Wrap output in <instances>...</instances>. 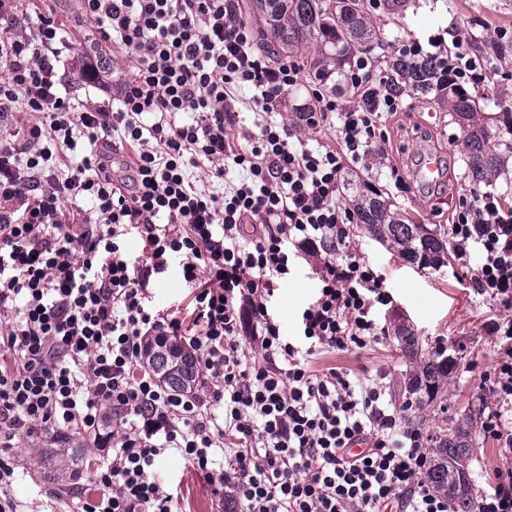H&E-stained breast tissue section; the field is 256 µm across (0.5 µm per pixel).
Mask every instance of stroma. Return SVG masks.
Wrapping results in <instances>:
<instances>
[{"instance_id":"stroma-1","label":"stroma","mask_w":512,"mask_h":512,"mask_svg":"<svg viewBox=\"0 0 512 512\" xmlns=\"http://www.w3.org/2000/svg\"><path fill=\"white\" fill-rule=\"evenodd\" d=\"M19 7L28 23H37L41 14L49 12L60 24L72 46L63 61L71 81H78L79 60L88 51L113 63V84H120L128 73L130 62L118 46L101 41L94 25L76 24L80 0H20ZM376 16L386 35L373 51L380 59L391 58L405 40L424 41L438 32L444 33L449 42H470L473 51L483 57L489 78L482 86L469 88L468 93L480 103L490 133V148L506 152L512 144V131L503 124L502 115L512 112V79L505 78L504 73L512 71V42L500 41L497 32L512 29V0H387ZM404 104L403 112L387 117L383 124L389 136L385 163L348 172L342 197L353 199L369 182L383 190L392 188L390 169L395 166L409 188L389 197V204L414 223L431 229L448 228L459 197L475 190L464 174L463 132L453 122L448 99L440 92L418 90L405 98ZM423 152L443 157L441 183L446 194L435 195L433 186L416 178ZM352 251L384 275L392 301L379 309L378 335L366 347L314 355L311 369L320 373L334 368L366 383L378 373H385L393 403L402 404L401 388L410 364L400 351L394 322L404 321L422 342L424 352L440 347L456 361V370L448 380V409L443 412L436 406L429 408L426 428L435 427L445 413L473 419L471 469L479 475V487L491 489L502 460L496 442L483 436L478 419L484 397L481 378L495 361L494 343L483 326L500 316L499 305L478 294L459 260L437 269H423L357 227L352 230ZM319 272L314 258L298 253L291 276L277 282L268 304L270 314L297 344L302 341L301 313L317 297ZM149 288L152 306L180 318L189 317L191 289L181 276L178 260H171L163 273L152 275ZM14 443L15 482L10 496L16 512H76L81 502L95 497V490L87 484L86 471L102 458V450L82 447L80 436L60 437L49 430L33 435L17 432ZM158 471L174 493L173 512H224L202 475L176 451L160 458Z\"/></svg>"}]
</instances>
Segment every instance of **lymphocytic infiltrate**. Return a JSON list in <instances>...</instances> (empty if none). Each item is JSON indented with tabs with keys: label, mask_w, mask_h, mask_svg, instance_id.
Masks as SVG:
<instances>
[{
	"label": "lymphocytic infiltrate",
	"mask_w": 512,
	"mask_h": 512,
	"mask_svg": "<svg viewBox=\"0 0 512 512\" xmlns=\"http://www.w3.org/2000/svg\"><path fill=\"white\" fill-rule=\"evenodd\" d=\"M80 20L134 63L118 102L76 97L57 67L70 45L55 19L28 30L16 0H0V351L13 359L0 369V512H15L16 431L48 428L111 450L87 475L98 498L82 512H172L154 473L170 450L242 512H449L426 478L429 438L385 384L307 366L366 346L373 308L390 301L382 274L349 253L357 216L340 200L347 165L384 158L381 118L403 109L402 91L375 76L380 61L353 57L350 99L308 88L303 121L338 120L335 146L311 148L281 114L303 68L257 47L239 0H82ZM394 59L428 63L440 92L486 79L468 43L440 33L404 41ZM241 90L250 127L237 120ZM24 112L36 121L21 125ZM134 229L138 268L124 247ZM450 240L478 292L511 307L505 195L460 198ZM296 249L321 265L300 345L267 305ZM173 257L192 287L188 324L148 304L151 275ZM189 327L199 389L135 375L146 337ZM486 331L497 351L481 431L511 458L512 316Z\"/></svg>",
	"instance_id": "1"
}]
</instances>
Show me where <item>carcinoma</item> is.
I'll use <instances>...</instances> for the list:
<instances>
[{"label":"carcinoma","instance_id":"carcinoma-1","mask_svg":"<svg viewBox=\"0 0 512 512\" xmlns=\"http://www.w3.org/2000/svg\"><path fill=\"white\" fill-rule=\"evenodd\" d=\"M243 13L258 25V45L279 57L307 61L309 80L343 73L354 54L382 41L384 31L367 12L364 0H247ZM448 107L464 132L465 175L475 184L488 181L504 167L506 157L488 148L489 133L475 117L479 101L467 94L448 97ZM361 226L381 245L423 268L441 267L451 260L448 241L441 231L408 224L397 210L378 197L356 199ZM403 355L412 364L404 383L405 405L431 406L447 390L455 362L436 351L425 356L410 331L398 337ZM149 366L169 387L183 390L197 372L194 349L175 341L167 346L148 345ZM470 427L446 420L436 427L433 465L427 479L448 496L451 512H476V497L469 481Z\"/></svg>","mask_w":512,"mask_h":512}]
</instances>
